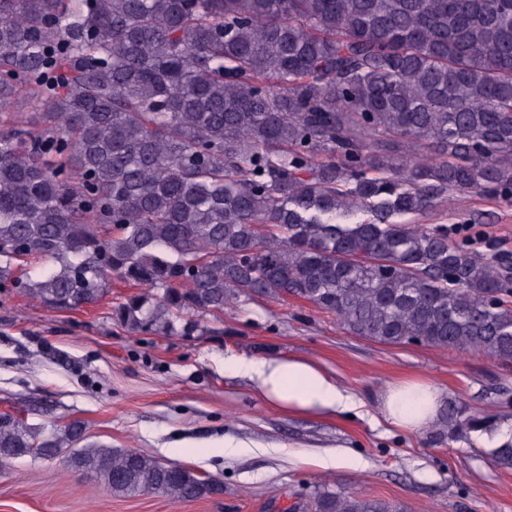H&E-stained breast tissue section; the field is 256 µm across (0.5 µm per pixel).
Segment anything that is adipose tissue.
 Segmentation results:
<instances>
[{"mask_svg": "<svg viewBox=\"0 0 512 512\" xmlns=\"http://www.w3.org/2000/svg\"><path fill=\"white\" fill-rule=\"evenodd\" d=\"M231 368L255 380L267 396L291 408L344 414L354 406L351 397L334 380L300 359L242 358L232 363ZM441 405L440 388L426 379L390 386L381 396L384 417L409 431L426 429L437 418Z\"/></svg>", "mask_w": 512, "mask_h": 512, "instance_id": "1", "label": "adipose tissue"}]
</instances>
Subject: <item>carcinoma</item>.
Returning <instances> with one entry per match:
<instances>
[{
	"label": "carcinoma",
	"instance_id": "carcinoma-1",
	"mask_svg": "<svg viewBox=\"0 0 512 512\" xmlns=\"http://www.w3.org/2000/svg\"><path fill=\"white\" fill-rule=\"evenodd\" d=\"M460 193L512 203V0H0V288L76 310L117 277L148 289L113 308L134 335L291 297L511 364L512 266L401 221ZM496 426L450 405L442 436ZM26 456L117 497L223 493L0 414V466ZM491 460L512 469V438ZM314 507L403 512L341 487Z\"/></svg>",
	"mask_w": 512,
	"mask_h": 512
}]
</instances>
